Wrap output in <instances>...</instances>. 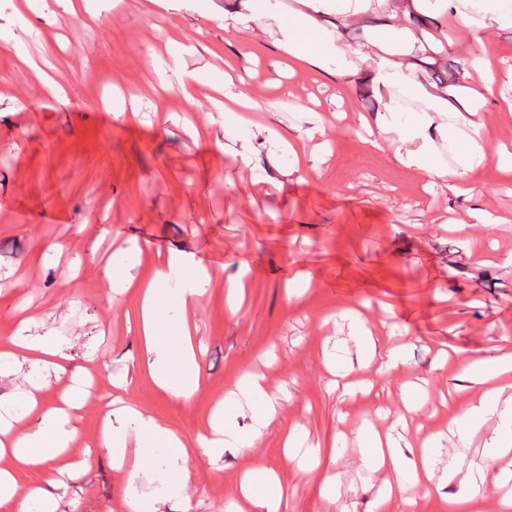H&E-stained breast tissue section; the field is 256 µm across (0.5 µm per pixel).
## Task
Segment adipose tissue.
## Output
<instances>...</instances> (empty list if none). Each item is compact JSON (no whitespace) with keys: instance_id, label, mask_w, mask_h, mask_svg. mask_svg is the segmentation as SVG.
Returning a JSON list of instances; mask_svg holds the SVG:
<instances>
[{"instance_id":"adipose-tissue-1","label":"adipose tissue","mask_w":512,"mask_h":512,"mask_svg":"<svg viewBox=\"0 0 512 512\" xmlns=\"http://www.w3.org/2000/svg\"><path fill=\"white\" fill-rule=\"evenodd\" d=\"M270 0H226L224 28L238 35L258 40L254 24L258 13L269 7ZM312 11L327 9L342 13L353 20L367 14L392 13L417 9L422 0H306ZM302 26L296 21H285L280 26L279 49L288 54L295 64L317 65L326 61L345 62L348 47L340 34L324 29L312 39L301 36ZM419 39H405L401 50H394L389 28H381L374 48L387 52L386 64L365 73L364 78L387 95V114L381 117L378 137L372 140L374 148L393 146L396 161L408 169L425 173L429 184L445 183L451 189L470 192L474 185L472 172L482 163L485 153L480 144L482 124L476 113L448 112L438 103L437 96L425 98L421 115L402 117L396 101L397 94L422 96L408 72V57L420 49ZM439 130L448 143L447 151H440L429 134ZM167 277L166 270H158L140 289L139 328L142 341V365L155 384L175 398L189 400L203 386V378L196 366V353L187 320L171 318L174 304L188 305L206 285L205 280L187 277L177 290L175 299L162 298L160 283ZM19 366L29 365L44 369L45 378L30 379L16 385L22 409L14 422L0 420V512H32L40 506L41 512H58L62 497L59 479L78 477L90 467L88 453L78 452L82 434L76 424L77 405L73 399L75 374L63 347L49 336L14 334L0 339V362ZM465 370L478 375L482 388L471 393L465 410L453 423L459 432L477 429L487 415L500 419V431L491 445L492 453L512 450V394L499 386L501 377L512 373V353L492 347L479 357H468ZM247 398L260 400L261 411L249 436H242L233 422L224 418L223 403L213 407L210 434L197 435L194 443L158 422L149 412L131 406L107 403L103 408L100 426L94 437L97 448L112 460V466L123 473L126 490L117 505L119 512H136L139 485L146 469L141 450H129V437H151L164 442L170 453L165 459L170 474L168 495L187 497L191 470L188 446H195L207 457H215L224 449L251 448L263 429L277 418L280 398L269 392L260 379L247 377L238 386ZM361 462L371 470L394 469L402 474L406 486L426 489L431 478L433 460L428 453L406 458L399 442L393 436L381 435L370 427L359 433ZM40 474L35 483L20 484L22 475ZM242 502L237 512H279L282 489L275 472L256 470L247 472L241 482Z\"/></svg>"}]
</instances>
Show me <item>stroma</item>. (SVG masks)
Here are the masks:
<instances>
[{"mask_svg":"<svg viewBox=\"0 0 512 512\" xmlns=\"http://www.w3.org/2000/svg\"><path fill=\"white\" fill-rule=\"evenodd\" d=\"M225 0H210L211 19L200 20L195 0H124L120 10L96 0L91 29L74 27L64 0H29L27 24L12 25L16 0H0V279L19 285L0 294V336L13 334L31 310L40 321L27 335L54 337L75 367L104 361L113 377H126L123 398L186 439L209 430L213 400L245 373L264 372L281 398L278 417L250 451H224L209 463L190 457V499L165 512H231L240 474L275 470L281 512H337L328 503V479L337 476L341 504L370 512L386 472L362 468L355 437L367 425L391 428L405 416L412 448L431 441L438 459L463 466L486 460L499 420L489 416L467 440L450 431L448 413L465 407L457 385L467 377L459 354L491 347L512 351V223L496 221L512 210V176L497 168L499 142L512 140V27L458 26L448 34L425 31L412 77L447 92L460 112L475 111L486 134L487 158L471 198L448 187L425 191L423 172L397 163L390 150L366 143L360 116L382 111L380 93L363 80L376 56L352 59L349 72L315 68L289 74L288 57L274 41L281 21L303 12L301 0H277L255 27L257 46L224 29ZM353 48L377 36L373 21L318 16ZM183 35L184 64L224 76V60L249 67L253 121L302 137L307 154L321 157L318 176H287L291 159L269 143H256L251 164L219 147L241 137L225 126L219 95L199 86L193 103L160 86L157 59L169 32ZM52 76L46 90L14 56L15 42ZM491 51L494 93L476 94L468 65ZM117 88L112 105L90 98L94 82ZM132 121L114 120L113 109ZM465 221L467 235L449 222ZM63 242L64 255L51 246ZM187 270H208L211 284L188 312L195 329L196 362L204 388L182 401L138 376L141 339L132 311L134 291L110 289L127 265L153 277L168 258ZM250 272L237 314L227 307L224 282L240 262ZM74 265L76 278L61 271ZM302 294L289 296L286 280ZM359 310L367 327H384L401 347L400 366L367 393L332 391L334 362L356 358L359 342L349 315ZM427 398L406 414V393ZM304 436L311 458L300 469L284 458L289 428ZM147 469L139 488L140 512H153L168 484L167 454L155 439L143 442ZM74 512H113L125 481L108 456L94 452L91 468L71 481Z\"/></svg>","mask_w":512,"mask_h":512,"instance_id":"obj_1","label":"stroma"}]
</instances>
